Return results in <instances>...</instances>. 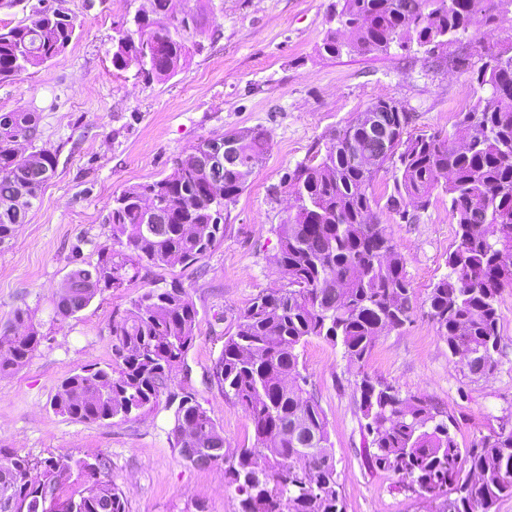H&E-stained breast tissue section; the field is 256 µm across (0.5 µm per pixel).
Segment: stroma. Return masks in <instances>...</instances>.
<instances>
[{"label":"stroma","instance_id":"obj_1","mask_svg":"<svg viewBox=\"0 0 512 512\" xmlns=\"http://www.w3.org/2000/svg\"><path fill=\"white\" fill-rule=\"evenodd\" d=\"M338 0H181L204 7L215 36L201 39L176 75L146 79L112 65V39L147 0H63L79 27L66 51L45 65L0 82V113L34 112L37 145L58 151V165L25 224L0 246V325L17 309L35 310L43 340L19 371L0 375V448L39 460L104 453L122 489L126 512H237L224 489L223 470L187 465L172 447L166 401L132 421L76 422L51 401L61 382L81 368L113 360L112 326L145 289L179 279L198 310L196 339L174 372L169 392L193 393L216 420L230 447L253 442L240 406L210 382L213 364L239 315L259 293L283 281L269 258L274 232L289 214L285 173L323 150L329 133L380 99L412 109L410 134L447 135L456 115L474 101L470 82L481 47L512 46V8L494 21L477 18L469 35L438 60L423 48L352 52L322 49ZM466 58L456 66L452 57ZM262 126L270 149L224 212V238L190 267L141 272L125 288L108 289L75 317L51 321V304L66 275L113 249L106 217L122 189L170 174L175 161L201 139ZM404 258L415 313L383 333L362 366L348 365L339 348L320 338L300 350L307 389L328 420L344 512H424L400 490L397 475L374 469L372 447L357 415L361 374L393 385L401 395L437 403L454 421L467 448L480 437L512 430V288L499 304L502 353L493 372L474 380L451 356L428 315L427 295L448 271L457 226L448 198L434 191L412 224L381 216Z\"/></svg>","mask_w":512,"mask_h":512}]
</instances>
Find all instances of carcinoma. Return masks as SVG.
I'll return each mask as SVG.
<instances>
[{"instance_id":"carcinoma-1","label":"carcinoma","mask_w":512,"mask_h":512,"mask_svg":"<svg viewBox=\"0 0 512 512\" xmlns=\"http://www.w3.org/2000/svg\"><path fill=\"white\" fill-rule=\"evenodd\" d=\"M150 11L126 22L112 46V65L124 70L142 46L152 50L148 76L168 79L185 64L194 37L209 29L205 9L185 25L173 11L175 0H149ZM512 0H343L339 28L329 29L321 49L382 52L411 41L427 52H443L463 37L478 16L491 20ZM78 27L62 7H32L27 22L0 29V82L38 68L64 53ZM473 72L476 104L457 113L451 136L406 135L413 114L401 102L384 105L390 127L387 153L366 168L349 141L360 139V113L330 134L318 160L301 162L284 177L293 194V213L277 225V252L271 257L286 287L259 294L240 314L215 361L213 385L251 420L254 443L225 447L221 427L195 400L181 396L173 410L172 446L194 467H224L227 487L239 498V512H343L324 411L313 398L287 386L300 371V351L308 339L341 347L350 364L362 362L384 330L409 321L415 306L404 260L375 209L384 207L409 224L426 210L432 193L448 196L457 225L448 254V273L427 296L428 314L453 355H468L471 378L497 364L500 351L499 297L512 287V54L487 45ZM243 160L258 166L269 151L260 126L240 130ZM38 138L33 112L0 114V244L25 223L55 172L57 151L34 152L40 171L17 143ZM203 142L176 160L172 172L152 183L123 189L112 199L107 221L120 251L101 250L97 262L78 266L97 273L94 291L78 289L60 297L50 312L63 321L86 309L97 294L122 288L141 270L192 266L224 238L223 212L246 183L237 170H224L223 196L212 193L199 161ZM393 186L385 203L372 192L384 165ZM165 215L166 230L153 232L142 209L148 193ZM408 203L413 210L402 207ZM198 311L179 282L149 288L113 325V365L83 369L62 381L54 410L72 420L105 422L154 408L173 372L196 339ZM43 336L28 309H18L0 327V375L23 368ZM358 411L372 436L373 464L399 475L418 499L438 512H493L512 497V430L459 447L444 411L418 396H401L392 385L362 376ZM95 465L100 478L74 482L73 471ZM51 475L56 495L78 512H126L121 490L112 482L107 454L86 459H48L0 451V512H44L30 470ZM455 497H448V487Z\"/></svg>"}]
</instances>
